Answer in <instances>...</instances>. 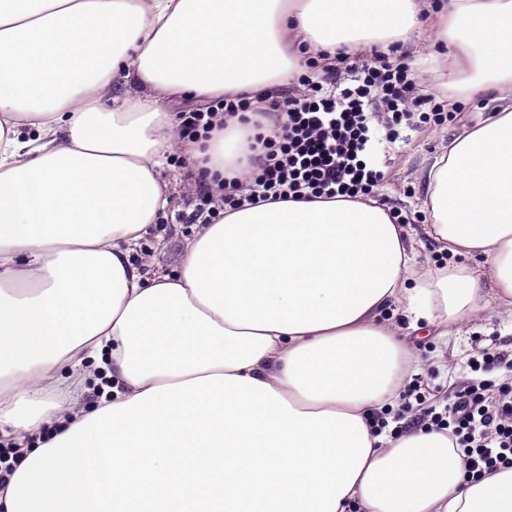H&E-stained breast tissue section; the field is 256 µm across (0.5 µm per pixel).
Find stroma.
<instances>
[{
  "mask_svg": "<svg viewBox=\"0 0 512 512\" xmlns=\"http://www.w3.org/2000/svg\"><path fill=\"white\" fill-rule=\"evenodd\" d=\"M411 73L426 80L431 93L445 97L449 91L444 79L432 63L434 47L422 39L404 45L399 50ZM463 119L448 123L430 138L399 147L391 145L387 158L390 179L377 193L378 204L400 213L403 225L412 240L413 261L419 273L434 269L441 257L440 246L425 235L426 214L415 210L413 201L422 189L421 177L435 157L448 147L449 141L462 128L481 118L483 103L479 100H461ZM190 163L169 164L165 170L174 188L173 203L161 215L153 229L141 240L137 261H148L166 271L178 267V259L186 244L199 232V225L184 226L182 217L194 214L197 204L198 183ZM415 372L424 384L434 390L440 400H448L467 382L491 380L501 384L512 382V367L493 363L479 371H472L467 362L481 358L487 350L512 351V310L489 308L488 311L466 323L460 331L447 336H424L414 343Z\"/></svg>",
  "mask_w": 512,
  "mask_h": 512,
  "instance_id": "1",
  "label": "stroma"
}]
</instances>
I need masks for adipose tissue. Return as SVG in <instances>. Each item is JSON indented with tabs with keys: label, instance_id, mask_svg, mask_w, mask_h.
<instances>
[{
	"label": "adipose tissue",
	"instance_id": "adipose-tissue-1",
	"mask_svg": "<svg viewBox=\"0 0 512 512\" xmlns=\"http://www.w3.org/2000/svg\"><path fill=\"white\" fill-rule=\"evenodd\" d=\"M425 32L488 112L414 201L455 263L416 275L405 228L340 198L225 214L170 274L133 260L170 205L168 104ZM245 145L180 148L211 180ZM489 294L512 307V0H0V433L35 441L0 512H512V468L470 483L447 434L372 424L411 359L384 312L444 333Z\"/></svg>",
	"mask_w": 512,
	"mask_h": 512
}]
</instances>
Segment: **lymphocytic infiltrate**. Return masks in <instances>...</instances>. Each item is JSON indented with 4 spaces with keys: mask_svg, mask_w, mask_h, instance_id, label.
Here are the masks:
<instances>
[{
    "mask_svg": "<svg viewBox=\"0 0 512 512\" xmlns=\"http://www.w3.org/2000/svg\"><path fill=\"white\" fill-rule=\"evenodd\" d=\"M350 52L333 62H312V75L297 84L249 98L241 94L183 113L179 137L236 122L252 126L248 165L217 187L201 185L199 211L208 222L225 209L285 199H371L386 173L374 161L379 128L402 122L438 129L431 114L456 120L399 60L377 55L352 67ZM427 426L447 431L462 448L468 479L478 481L512 467V384L480 380L459 390L442 411L428 412Z\"/></svg>",
    "mask_w": 512,
    "mask_h": 512,
    "instance_id": "lymphocytic-infiltrate-1",
    "label": "lymphocytic infiltrate"
}]
</instances>
